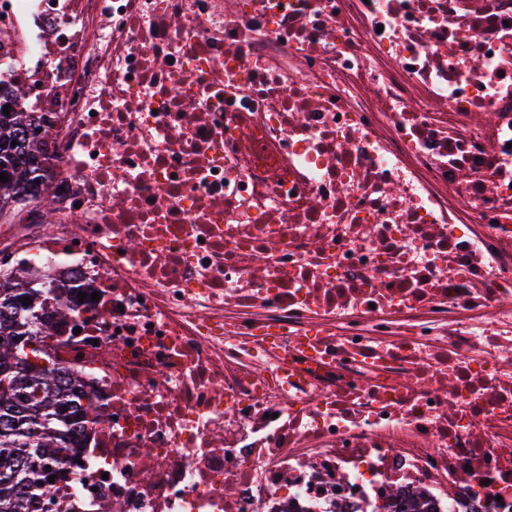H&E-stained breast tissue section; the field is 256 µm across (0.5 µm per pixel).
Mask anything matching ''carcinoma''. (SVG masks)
<instances>
[{"label":"carcinoma","mask_w":512,"mask_h":512,"mask_svg":"<svg viewBox=\"0 0 512 512\" xmlns=\"http://www.w3.org/2000/svg\"><path fill=\"white\" fill-rule=\"evenodd\" d=\"M44 128L33 112L0 111V215L27 196L39 199L43 223L52 224V192L48 185L29 179L37 171L40 141L26 134ZM17 145H12V141ZM31 298L25 305L22 300ZM54 332L51 316L37 306L25 271L16 269L0 280V337L26 336L44 343ZM46 358L39 348L19 352L0 344V382L8 381L11 394L0 393V512H31L32 501L50 493L32 475L48 464L64 462L87 423L99 420L98 407L85 399L80 379L51 361L40 375L31 374L29 357Z\"/></svg>","instance_id":"carcinoma-1"}]
</instances>
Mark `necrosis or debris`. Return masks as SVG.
Masks as SVG:
<instances>
[{"label":"necrosis or debris","instance_id":"1","mask_svg":"<svg viewBox=\"0 0 512 512\" xmlns=\"http://www.w3.org/2000/svg\"><path fill=\"white\" fill-rule=\"evenodd\" d=\"M101 410L32 512H512V0H0Z\"/></svg>","mask_w":512,"mask_h":512}]
</instances>
